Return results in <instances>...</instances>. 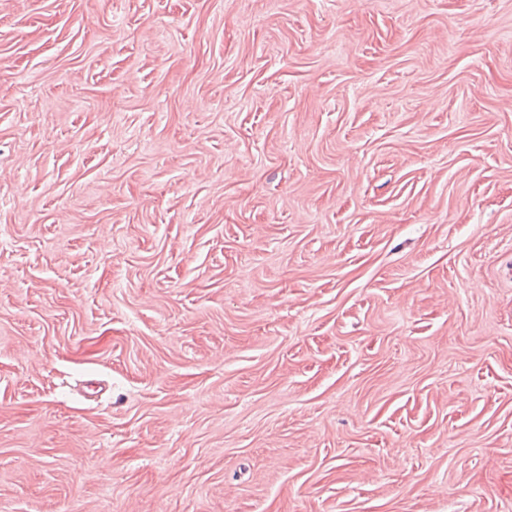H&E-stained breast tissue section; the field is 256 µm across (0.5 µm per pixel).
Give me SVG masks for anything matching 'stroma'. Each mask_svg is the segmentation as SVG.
Wrapping results in <instances>:
<instances>
[{
    "mask_svg": "<svg viewBox=\"0 0 512 512\" xmlns=\"http://www.w3.org/2000/svg\"><path fill=\"white\" fill-rule=\"evenodd\" d=\"M0 512H512V0H0Z\"/></svg>",
    "mask_w": 512,
    "mask_h": 512,
    "instance_id": "stroma-1",
    "label": "stroma"
}]
</instances>
